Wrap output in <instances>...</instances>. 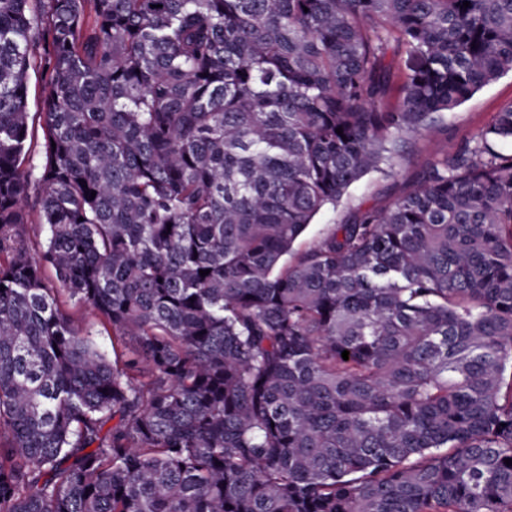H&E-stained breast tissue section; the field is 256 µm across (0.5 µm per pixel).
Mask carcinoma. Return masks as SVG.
Masks as SVG:
<instances>
[{"label":"carcinoma","instance_id":"obj_1","mask_svg":"<svg viewBox=\"0 0 512 512\" xmlns=\"http://www.w3.org/2000/svg\"><path fill=\"white\" fill-rule=\"evenodd\" d=\"M469 2L0 0V512H512V106L294 250L512 72ZM28 86V112H30L31 116L30 124L32 122L31 119H34L35 139L29 161L26 163V167H36L35 175H37L38 167L42 163L41 144L43 142V137L41 128L39 126L38 117H36V113L42 112L40 106L41 100L44 96V81L38 66L30 69ZM511 104L512 74L509 73L445 114L444 123L435 133L400 135L404 147L392 169L387 174L371 172L352 184L336 209L327 208L316 215L295 244V249H306L359 208L381 209L388 206L410 189L422 168L454 153L466 141L474 144L481 130L496 113Z\"/></svg>","mask_w":512,"mask_h":512}]
</instances>
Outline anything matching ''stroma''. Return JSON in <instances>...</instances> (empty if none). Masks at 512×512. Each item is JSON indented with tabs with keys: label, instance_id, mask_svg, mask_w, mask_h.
Listing matches in <instances>:
<instances>
[{
	"label": "stroma",
	"instance_id": "stroma-1",
	"mask_svg": "<svg viewBox=\"0 0 512 512\" xmlns=\"http://www.w3.org/2000/svg\"><path fill=\"white\" fill-rule=\"evenodd\" d=\"M511 104L510 73L483 87L461 106L446 114L444 127L435 133L403 135L404 147L392 169L385 174L369 173L352 184L339 206L324 209L316 215L298 240L297 249H306L358 209L388 206L410 189L422 168L454 153L465 142L475 141L496 113Z\"/></svg>",
	"mask_w": 512,
	"mask_h": 512
}]
</instances>
